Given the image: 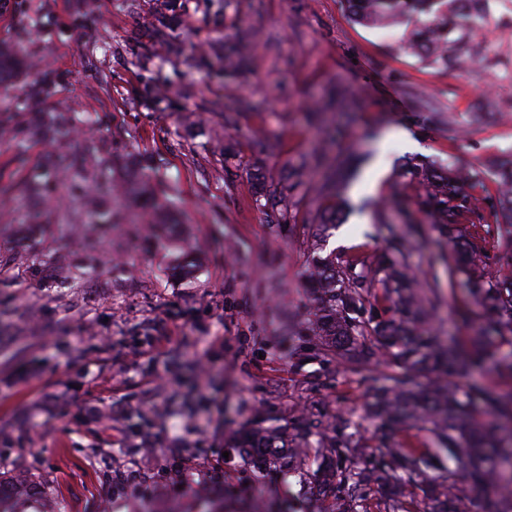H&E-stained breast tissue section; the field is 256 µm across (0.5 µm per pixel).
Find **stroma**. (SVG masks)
I'll list each match as a JSON object with an SVG mask.
<instances>
[{
    "mask_svg": "<svg viewBox=\"0 0 512 512\" xmlns=\"http://www.w3.org/2000/svg\"><path fill=\"white\" fill-rule=\"evenodd\" d=\"M16 2L12 16H0V48H24L0 84V185L94 140L113 158L114 181L145 172L157 199L174 198L178 211L172 236L157 239L134 198L97 197L130 221L89 249L96 235L81 221L83 200L0 199V479L12 482L21 512H188L200 498L248 512L260 491L279 512H326L310 476L259 474L232 442L258 421L295 430L307 418H342L350 447L379 453L370 390L402 367L377 356L354 368L308 351L319 307L313 248L359 253L376 266L388 243L423 231L427 244L408 262L438 284L431 328L468 349L473 329L457 311L469 305L472 283L456 269L454 243L418 207L423 186L402 172L422 159L469 170L479 204L461 231L480 234L486 275L512 271L499 254L488 182L489 163L512 157V83L502 77L512 70V9L491 0L492 18L473 40L500 41V54L462 72L406 51L413 21L362 26L344 0H226L219 14L207 0H188L178 55L144 32L152 0H97L91 15L76 0ZM243 29L259 44L238 73L223 77L214 57L195 65L205 38L231 45ZM148 82L161 100L144 99ZM337 84L357 107L351 117L325 113L335 130L325 146L305 115ZM487 98L498 111H484ZM217 99L239 113L237 127L212 112ZM48 110L91 120L49 142L34 124ZM323 147L362 162L338 199L341 224L319 239L309 223L314 197L298 194L292 223H276L255 202L254 174L283 179ZM485 342L492 362L455 379L459 393L474 383L512 391V375L495 366L512 358V345L491 330ZM395 442L425 479L463 478L428 433L405 429ZM186 458L195 464L188 495L165 474Z\"/></svg>",
    "mask_w": 512,
    "mask_h": 512,
    "instance_id": "obj_1",
    "label": "stroma"
}]
</instances>
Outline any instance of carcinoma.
Wrapping results in <instances>:
<instances>
[{"instance_id":"carcinoma-1","label":"carcinoma","mask_w":512,"mask_h":512,"mask_svg":"<svg viewBox=\"0 0 512 512\" xmlns=\"http://www.w3.org/2000/svg\"><path fill=\"white\" fill-rule=\"evenodd\" d=\"M187 0H155L156 7L148 13L147 29L156 42L170 48L179 41L177 18L186 9ZM489 0H348L354 22L374 26L394 24L413 13L415 28L408 48L424 64L442 69H461L475 55L485 58L496 55L493 44L475 47L470 35L481 28L488 14ZM255 35L241 31L234 49L224 52V73L235 72L251 55ZM20 64L19 52L0 53V80L13 74ZM348 88L336 90L332 106L337 112L354 107ZM81 121L78 112L45 111L37 114L36 123L42 133L54 139L67 133ZM112 159L101 155L98 144L89 142L65 166L50 165L33 170L17 186L0 187V195L21 192L28 196L55 194L60 187L75 190L90 181L97 192L112 191L108 178ZM342 162L329 160L315 151L288 167V177L279 181L259 180L255 184V202L275 208L278 222H290L293 197L307 188L309 173L323 169L325 173L317 188L319 205L312 223L326 231L336 224L339 211L332 200L336 193V175ZM489 171L497 186L496 206L502 223L508 225L502 235L505 260H512V159L491 162ZM410 181L425 186L419 205L436 217L443 232L457 241L458 262L474 271H484L486 255L480 237L468 238L459 227L473 212V197L465 192L468 179L457 173H440L429 161L421 160L407 166ZM128 192L143 199L152 208L157 198L146 183L133 184ZM85 224H97L104 231L112 225L127 223L121 212L88 209ZM419 242L407 239L395 252L375 268L358 254H334L313 258V287L320 294L313 336L315 346L334 348L345 362L361 365L374 354L367 345L369 337L378 342V349L398 361L405 369L388 376L374 388V397L386 429L379 454L383 468L360 464L354 449L338 438L336 429L320 420H307L297 434L299 445L295 454H283L288 447V428L250 429L237 437L239 447L258 465L280 463L286 470L316 464L312 478L319 494L331 496L337 503L335 512H358L362 490L374 483L405 481L420 487L424 479L414 467L411 457L391 444L394 427L408 422L429 432L438 444L448 449V457L467 473L463 483H452L440 490L426 491L423 507L410 497H394L385 502L384 512H461L458 504L470 499L472 488L481 487L492 496L484 512H499L498 504L512 501V474L504 476L500 465H512V443L487 437L478 430L471 415V403L458 398L451 377L468 374L481 360L482 337H473V353L460 355L444 347L438 337L427 333L425 323L435 307L436 291L423 290L404 262L405 251ZM381 298L392 304L394 316H364L366 306ZM475 303L496 317V326L505 339L512 342V276L495 278L480 289ZM419 373L428 376L425 388L411 387ZM471 399L485 400L486 405L500 408L512 416V402L498 396L487 397L481 386L471 389Z\"/></svg>"}]
</instances>
